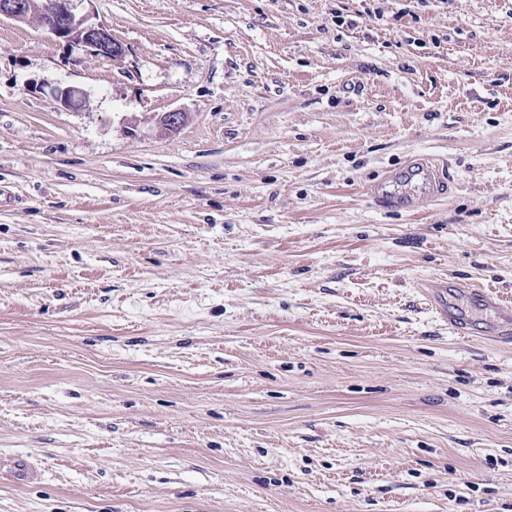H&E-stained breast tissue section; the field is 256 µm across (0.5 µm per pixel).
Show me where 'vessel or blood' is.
Listing matches in <instances>:
<instances>
[{
    "mask_svg": "<svg viewBox=\"0 0 512 512\" xmlns=\"http://www.w3.org/2000/svg\"><path fill=\"white\" fill-rule=\"evenodd\" d=\"M445 174L433 159L418 155L386 168L369 184L367 194L379 211L411 214L419 204L443 195ZM423 288L432 310L455 334L469 335L472 328L466 316L449 306L448 295L452 292L463 294L473 311L486 314L489 335L512 340V303L458 279L427 281Z\"/></svg>",
    "mask_w": 512,
    "mask_h": 512,
    "instance_id": "1",
    "label": "vessel or blood"
}]
</instances>
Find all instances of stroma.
I'll list each match as a JSON object with an SVG mask.
<instances>
[{"instance_id":"stroma-1","label":"stroma","mask_w":512,"mask_h":512,"mask_svg":"<svg viewBox=\"0 0 512 512\" xmlns=\"http://www.w3.org/2000/svg\"><path fill=\"white\" fill-rule=\"evenodd\" d=\"M79 10L0 22V512H512V343L418 288L512 300V0ZM79 2L84 0H2L0 20L22 23L37 15L47 33L63 47L79 46L89 53L121 59L125 53L122 44L103 26L91 23L88 14L80 15ZM445 174L433 159L417 155L386 168L369 184L367 194L379 211L411 214L419 204L444 194ZM419 288L424 293L432 310L448 328L459 336H469L472 331L469 320L463 314L455 312L448 305V291L463 294L475 313H487L486 333L501 339L512 341V305L510 302L494 298L485 290L472 288L462 280L423 281Z\"/></svg>"}]
</instances>
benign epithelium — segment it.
Returning <instances> with one entry per match:
<instances>
[{
    "label": "benign epithelium",
    "instance_id": "obj_1",
    "mask_svg": "<svg viewBox=\"0 0 512 512\" xmlns=\"http://www.w3.org/2000/svg\"><path fill=\"white\" fill-rule=\"evenodd\" d=\"M83 0H0V20L16 23L36 15L43 28L56 41L72 49L82 47L96 55L118 60L124 56L122 44L101 25L90 22L88 14L77 12V3ZM81 90L67 86L55 90L58 102L64 108L74 107Z\"/></svg>",
    "mask_w": 512,
    "mask_h": 512
}]
</instances>
